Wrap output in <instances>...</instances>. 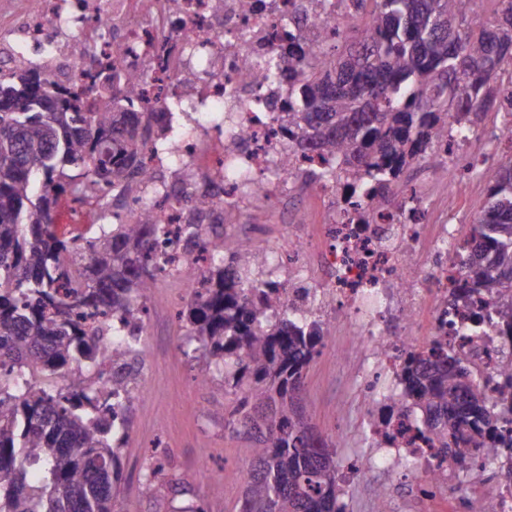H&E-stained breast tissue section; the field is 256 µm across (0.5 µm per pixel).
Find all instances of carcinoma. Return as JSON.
Masks as SVG:
<instances>
[{
	"label": "carcinoma",
	"instance_id": "1",
	"mask_svg": "<svg viewBox=\"0 0 512 512\" xmlns=\"http://www.w3.org/2000/svg\"><path fill=\"white\" fill-rule=\"evenodd\" d=\"M475 22L483 0H354L368 19L326 36L315 54L288 59L282 128L290 157L319 152L308 179L343 178L379 208L406 207V167L424 162L448 172L435 143L505 112L512 82V0ZM96 93L79 95L40 65L0 67V512H136L118 500L116 448L129 420L131 375L113 370L103 386L79 382L66 395L28 377L96 371L126 356L124 335L142 331L155 272L167 270L158 247L167 226L143 207L123 221L101 213L89 236L57 235L62 194L101 203L155 183L145 152L157 154L170 125L142 112L141 80L112 66L98 70ZM50 95L53 109L37 107ZM489 184L471 235L493 259H461L475 288L512 281V158L481 170ZM185 241L208 254L209 268L184 318L188 342L239 395L225 427L247 430L252 464L240 512H343L336 449L312 432L301 396L304 370L325 339L318 321L281 308L283 284L264 280L266 301L249 297V274L269 263L259 248L210 236L200 221L180 225ZM402 411L434 444L472 467L471 449L512 458L495 440L512 412V382L492 404L462 354L440 346L403 361Z\"/></svg>",
	"mask_w": 512,
	"mask_h": 512
}]
</instances>
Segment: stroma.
Listing matches in <instances>:
<instances>
[{
  "mask_svg": "<svg viewBox=\"0 0 512 512\" xmlns=\"http://www.w3.org/2000/svg\"><path fill=\"white\" fill-rule=\"evenodd\" d=\"M412 179H427L436 213L447 216L459 234H468L474 216L483 208L487 185L474 179L466 192H457L451 179L435 168L410 169ZM328 202L310 193L299 199L291 219L313 244L322 240V222ZM181 283L159 277L150 296L149 347L141 402L129 408L127 436L118 450L120 496L133 501L137 512H175L193 506L202 512H239L244 493L240 483L227 482L220 494L210 493L200 476L208 468L214 477L224 471L246 468L252 446L244 432L224 427L222 407L231 406L233 395L224 388L221 375H206L200 354L188 350L185 327L176 318L186 308ZM363 357L345 331L325 339L320 354L304 372L302 396L311 424L320 437L332 441L343 461L373 456L369 411L358 381ZM167 450L166 479L145 486L143 473L155 444ZM184 482L187 492L174 494L170 482ZM398 470L361 469L354 481L341 483L347 512H374L377 494H385L393 512H406L398 496Z\"/></svg>",
  "mask_w": 512,
  "mask_h": 512,
  "instance_id": "1",
  "label": "stroma"
}]
</instances>
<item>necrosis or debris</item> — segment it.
I'll return each instance as SVG.
<instances>
[{
  "label": "necrosis or debris",
  "mask_w": 512,
  "mask_h": 512,
  "mask_svg": "<svg viewBox=\"0 0 512 512\" xmlns=\"http://www.w3.org/2000/svg\"><path fill=\"white\" fill-rule=\"evenodd\" d=\"M347 15V0H36L17 34L21 43L48 54L51 72L86 95L94 88L85 46L102 32L120 48L114 64L142 76L148 109L164 111L171 101L184 112L223 109L224 138L235 147L198 172L204 181L217 172L225 212L243 213L274 198L288 203L301 170L321 163L301 158L281 170L288 73L254 80L246 77V64L259 69L287 58L296 40L316 46L320 19L332 16L341 24ZM317 190L333 199L322 255L329 275L318 287H301L304 245L292 240L289 270L299 285L282 289L284 306L317 313L328 334L346 328L354 348L392 373L399 354L426 355L433 342L451 343L487 379V397L496 399L504 371L512 368V336L503 335L499 323L512 297L499 288L471 292L455 259L470 252V240L456 238L452 225L432 223L430 205L419 196L407 213L347 199L340 181ZM441 241L450 242V253L438 249ZM427 292L432 334L423 342L413 326ZM362 379L373 417L370 434L385 450V462L400 466L419 500H430L440 481L453 477L454 461L413 420L391 410L397 387L380 389L367 372Z\"/></svg>",
  "instance_id": "1"
}]
</instances>
